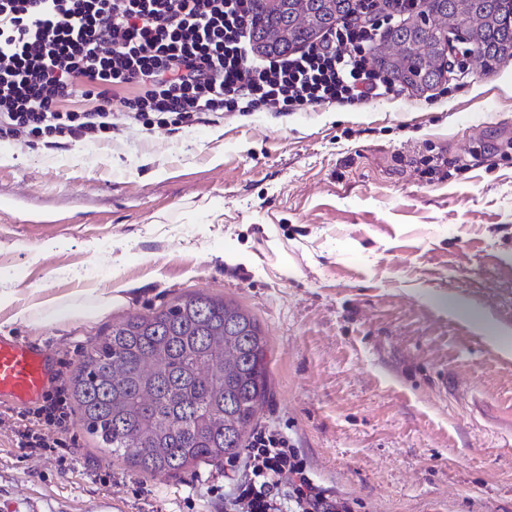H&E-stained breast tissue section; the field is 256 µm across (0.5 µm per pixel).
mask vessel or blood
<instances>
[{
	"instance_id": "obj_1",
	"label": "vessel or blood",
	"mask_w": 512,
	"mask_h": 512,
	"mask_svg": "<svg viewBox=\"0 0 512 512\" xmlns=\"http://www.w3.org/2000/svg\"><path fill=\"white\" fill-rule=\"evenodd\" d=\"M53 371L46 348L0 338V400L17 405L32 403L44 393Z\"/></svg>"
}]
</instances>
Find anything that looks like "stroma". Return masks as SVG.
<instances>
[{
	"label": "stroma",
	"instance_id": "stroma-1",
	"mask_svg": "<svg viewBox=\"0 0 512 512\" xmlns=\"http://www.w3.org/2000/svg\"><path fill=\"white\" fill-rule=\"evenodd\" d=\"M0 286L111 290L89 323L7 321L63 377L112 325L203 291L268 339L276 426L362 512H512L489 406L512 355L443 314L512 329V61L448 58L434 88L296 112H228L58 148L0 142ZM0 403V512H224L231 462L145 474L75 426L73 454L18 447Z\"/></svg>",
	"mask_w": 512,
	"mask_h": 512
}]
</instances>
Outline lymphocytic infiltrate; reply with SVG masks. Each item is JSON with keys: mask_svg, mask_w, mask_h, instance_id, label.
<instances>
[{"mask_svg": "<svg viewBox=\"0 0 512 512\" xmlns=\"http://www.w3.org/2000/svg\"><path fill=\"white\" fill-rule=\"evenodd\" d=\"M256 0H0V138L111 140L204 113L288 112L398 94L374 69L362 12L299 54L251 57ZM132 88L124 96V88ZM121 109H114V102ZM64 393L17 421L19 447H67ZM323 487L295 440L256 431L224 476V512H355Z\"/></svg>", "mask_w": 512, "mask_h": 512, "instance_id": "obj_1", "label": "lymphocytic infiltrate"}]
</instances>
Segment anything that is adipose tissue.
I'll return each mask as SVG.
<instances>
[{"mask_svg":"<svg viewBox=\"0 0 512 512\" xmlns=\"http://www.w3.org/2000/svg\"><path fill=\"white\" fill-rule=\"evenodd\" d=\"M112 309V294L95 288H82L67 294H55L36 288L26 295L0 289V312H7L9 322H66L76 318L102 317Z\"/></svg>","mask_w":512,"mask_h":512,"instance_id":"obj_1","label":"adipose tissue"}]
</instances>
